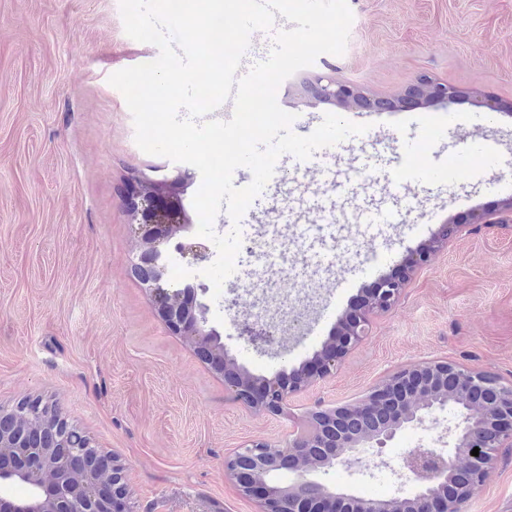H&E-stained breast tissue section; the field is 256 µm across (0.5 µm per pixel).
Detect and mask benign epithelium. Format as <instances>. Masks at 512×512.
<instances>
[{
    "label": "benign epithelium",
    "instance_id": "1",
    "mask_svg": "<svg viewBox=\"0 0 512 512\" xmlns=\"http://www.w3.org/2000/svg\"><path fill=\"white\" fill-rule=\"evenodd\" d=\"M305 95L347 109L369 112L386 109L389 99L369 97L353 84L324 74L309 81ZM402 105L454 103L461 98L456 88L420 77L402 95ZM181 181L167 183L165 192L151 197L141 194L140 179L128 176L121 189L122 210L143 216L141 240L144 252L135 268L150 271L148 256L161 252L173 230L188 228L189 219L174 216L172 189ZM509 219L492 213L473 214L442 226L439 238L412 252L406 271L399 276L383 275L361 302L350 307L328 345L314 362L292 373L256 378L224 352L219 332L208 326L207 308L197 301V292L179 295L172 307L160 310L168 329L184 337L195 350L206 348V362L224 369V383L243 407L256 412L281 414L290 397L313 382L329 377L336 364L369 335L374 315L387 312L398 302L406 272L426 263L439 247L457 232L459 224H505ZM202 243L180 245L179 255L188 263L207 258ZM165 270L153 278L155 304L175 290L165 287ZM252 342L270 344L276 326L256 330L245 326ZM448 406L460 413L448 450L415 448L403 462L400 478L417 482L410 495L388 499L357 496L332 488L319 477L345 462V456L366 444L386 446L408 424L423 425L436 411ZM313 431L297 434L282 448L254 441L224 460V471L239 480L242 467L251 470V484L242 493L255 500L260 512H465L473 488L483 483L498 461L500 450L512 447V382L480 369L463 368L446 360L404 366L392 372L366 396L352 404L318 410L312 414ZM479 455L473 456L474 448ZM288 469L297 479L282 485L275 475ZM22 483L29 487L25 497H14L6 489ZM0 512H131L124 468L118 460L93 444L82 448L60 447L54 442L43 448L12 435L9 420L0 414Z\"/></svg>",
    "mask_w": 512,
    "mask_h": 512
}]
</instances>
